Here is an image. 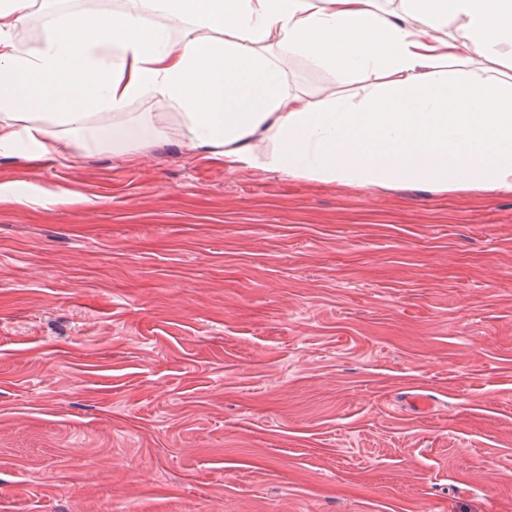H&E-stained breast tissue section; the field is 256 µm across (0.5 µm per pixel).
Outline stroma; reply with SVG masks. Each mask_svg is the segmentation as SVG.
<instances>
[{
	"instance_id": "obj_1",
	"label": "stroma",
	"mask_w": 512,
	"mask_h": 512,
	"mask_svg": "<svg viewBox=\"0 0 512 512\" xmlns=\"http://www.w3.org/2000/svg\"><path fill=\"white\" fill-rule=\"evenodd\" d=\"M129 109L143 162L0 157L70 197L0 203V512H512V193L229 172Z\"/></svg>"
}]
</instances>
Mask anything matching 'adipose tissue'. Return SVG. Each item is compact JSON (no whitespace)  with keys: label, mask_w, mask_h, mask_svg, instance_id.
Wrapping results in <instances>:
<instances>
[{"label":"adipose tissue","mask_w":512,"mask_h":512,"mask_svg":"<svg viewBox=\"0 0 512 512\" xmlns=\"http://www.w3.org/2000/svg\"><path fill=\"white\" fill-rule=\"evenodd\" d=\"M0 0V157H142L163 131L137 99L162 98L183 146L288 181L364 190L512 192V0H131L49 15ZM190 23L173 40L170 21ZM302 56L340 90L290 91ZM376 84L348 92L356 78ZM108 113V122L94 115Z\"/></svg>","instance_id":"adipose-tissue-1"}]
</instances>
